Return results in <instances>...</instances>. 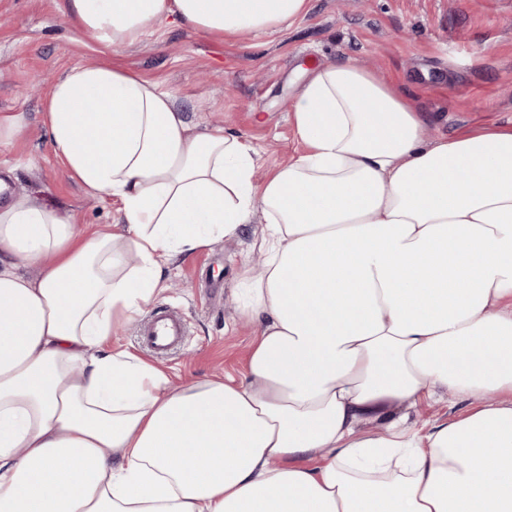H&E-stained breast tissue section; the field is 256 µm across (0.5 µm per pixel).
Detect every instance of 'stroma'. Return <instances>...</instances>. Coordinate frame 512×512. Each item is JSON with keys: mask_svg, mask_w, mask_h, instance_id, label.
Returning a JSON list of instances; mask_svg holds the SVG:
<instances>
[{"mask_svg": "<svg viewBox=\"0 0 512 512\" xmlns=\"http://www.w3.org/2000/svg\"><path fill=\"white\" fill-rule=\"evenodd\" d=\"M58 3L0 0V117L22 124L20 134L0 141V178L11 192L61 209L85 233L117 223L119 204L88 194L56 156L48 91L38 86L83 62L132 69L174 93L196 131L221 126L248 139L260 154L259 183L306 149L290 104L302 84L298 68L310 61L351 56L373 68L425 112L431 137L512 127V0H311L307 15L275 31L220 38L165 22L115 53L77 31ZM264 229L255 211L238 236L172 265L170 287L154 308L183 317L180 346L153 355L139 336L143 313L116 329L112 347L153 358L174 387L214 376L246 380L258 324L240 298L262 256ZM470 407L443 392L410 410L408 423L451 421Z\"/></svg>", "mask_w": 512, "mask_h": 512, "instance_id": "stroma-1", "label": "stroma"}]
</instances>
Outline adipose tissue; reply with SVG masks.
I'll list each match as a JSON object with an SVG mask.
<instances>
[{
    "label": "adipose tissue",
    "instance_id": "1",
    "mask_svg": "<svg viewBox=\"0 0 512 512\" xmlns=\"http://www.w3.org/2000/svg\"><path fill=\"white\" fill-rule=\"evenodd\" d=\"M61 8L118 51L169 18L274 31L310 0ZM291 111L307 149L258 185L248 140L193 133L135 72L80 63L51 87L55 154L121 221L82 234L0 199V512H512V131L426 140L414 101L352 57L313 67ZM258 209L247 381L173 388L107 348L176 258ZM443 391L478 405L407 427Z\"/></svg>",
    "mask_w": 512,
    "mask_h": 512
}]
</instances>
